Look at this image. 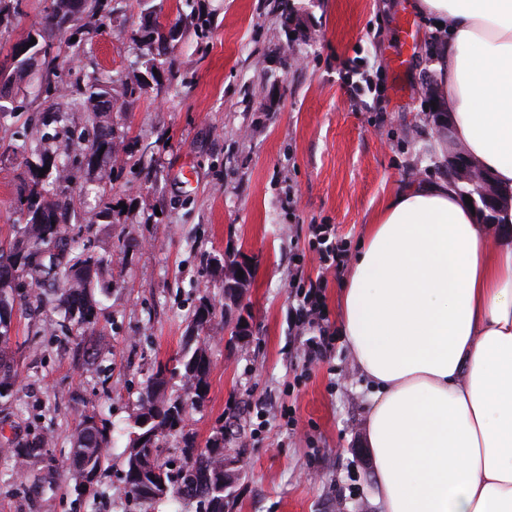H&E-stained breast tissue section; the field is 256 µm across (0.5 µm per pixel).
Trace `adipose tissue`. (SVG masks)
Listing matches in <instances>:
<instances>
[{"label": "adipose tissue", "mask_w": 512, "mask_h": 512, "mask_svg": "<svg viewBox=\"0 0 512 512\" xmlns=\"http://www.w3.org/2000/svg\"><path fill=\"white\" fill-rule=\"evenodd\" d=\"M438 27L440 111L512 188V0H418ZM337 324L368 382L380 512H512V244L447 178L380 207L349 257Z\"/></svg>", "instance_id": "adipose-tissue-1"}]
</instances>
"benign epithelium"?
I'll return each instance as SVG.
<instances>
[{
  "mask_svg": "<svg viewBox=\"0 0 512 512\" xmlns=\"http://www.w3.org/2000/svg\"><path fill=\"white\" fill-rule=\"evenodd\" d=\"M431 119L438 127L439 132L447 137H452L453 119L451 114L440 112L437 109L429 108ZM451 179H466L477 183L481 189L477 190L478 200L472 201L475 209L480 215L481 223L486 225L494 224L492 216L501 207L512 202V191L503 192L468 154L458 144L452 145L448 151L445 161Z\"/></svg>",
  "mask_w": 512,
  "mask_h": 512,
  "instance_id": "benign-epithelium-1",
  "label": "benign epithelium"
}]
</instances>
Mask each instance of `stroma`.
I'll list each match as a JSON object with an SVG mask.
<instances>
[{"label":"stroma","instance_id":"1","mask_svg":"<svg viewBox=\"0 0 512 512\" xmlns=\"http://www.w3.org/2000/svg\"><path fill=\"white\" fill-rule=\"evenodd\" d=\"M51 0H22L0 23V70L12 47L43 29ZM115 12L75 20L82 39L62 49L68 83L116 75L109 120L128 150L108 159L112 180L73 144L96 129L68 93L37 95L47 77L32 69L0 103V247L26 219L30 177L18 145L48 139L69 153L68 194L85 238L112 264L95 280L100 333L75 336L56 309L27 308L35 278L12 283L21 383L0 400V512H196L185 497H131L123 460L139 395L159 367L168 392H182L177 358L199 301L220 298L227 256L252 260L236 309L252 334L232 340L209 329V391L187 410V429L206 444L224 428L240 460L225 512H379L363 444L367 389L337 328L346 269L321 273L309 227L328 224L354 250L382 203L402 184L447 176L432 148L438 131L423 88L436 78L437 38L414 0H117ZM174 36L171 52L142 41L146 13ZM167 67L144 90V59ZM401 68H394V60ZM59 112L63 128L41 117ZM110 221L94 223L100 210ZM325 276L322 324L329 351L304 357L294 326L292 274ZM94 411L111 431V467L89 490L63 480L72 432ZM50 434L42 454L18 463L11 447Z\"/></svg>","mask_w":512,"mask_h":512}]
</instances>
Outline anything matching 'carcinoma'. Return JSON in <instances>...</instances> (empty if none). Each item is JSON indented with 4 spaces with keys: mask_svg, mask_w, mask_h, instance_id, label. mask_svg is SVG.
Masks as SVG:
<instances>
[{
    "mask_svg": "<svg viewBox=\"0 0 512 512\" xmlns=\"http://www.w3.org/2000/svg\"><path fill=\"white\" fill-rule=\"evenodd\" d=\"M70 2L52 0L46 27L56 30L65 27ZM24 45L21 41L13 46L17 65L13 73L0 82L1 86L28 73L29 54L21 53ZM112 83L110 77H94L84 87L76 88V105L87 112L89 120L98 128L94 142L87 146L80 144L77 150L89 167L100 170L102 181L110 179V174L103 169L105 160L125 149L124 140L115 136L107 121L108 112L116 104ZM22 151L29 155L32 173L26 196L27 219L10 245L9 254L0 253V275L30 270L51 286L58 270L67 269V282L53 289V294L58 296L57 307L64 321L84 334L93 333L99 324L100 307L92 284L104 258L86 244L81 248L76 246L63 230L71 219L66 203L71 182L69 156L60 155L41 142L25 144ZM46 166L49 171L39 174ZM4 284L5 280L0 278V396L13 391L19 379V372L9 357L15 300ZM218 313L212 300L205 299L193 315L191 331L196 333V338H187L185 351L178 359L183 368L181 377L186 396L174 397L167 393V371L162 368L149 378L141 392L130 448L124 460L127 491L136 499L155 500L175 493L197 499L199 512H224V482L221 481L224 477V427L216 429L203 449L198 448L192 434L184 431L187 403L201 404L208 394L207 330ZM173 434L181 438L184 459L175 472L157 456L159 441ZM145 435L148 436L146 441L143 440ZM109 442L106 424L93 414L85 416L73 435L71 465L64 473L65 481L77 488L91 484L102 470Z\"/></svg>",
    "mask_w": 512,
    "mask_h": 512,
    "instance_id": "obj_1",
    "label": "carcinoma"
}]
</instances>
